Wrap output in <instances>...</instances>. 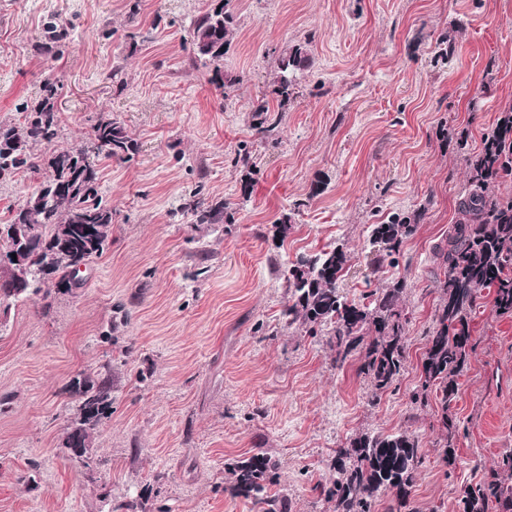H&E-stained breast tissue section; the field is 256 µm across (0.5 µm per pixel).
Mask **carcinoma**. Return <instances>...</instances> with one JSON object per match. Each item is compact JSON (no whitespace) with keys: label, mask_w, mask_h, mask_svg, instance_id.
I'll return each mask as SVG.
<instances>
[{"label":"carcinoma","mask_w":512,"mask_h":512,"mask_svg":"<svg viewBox=\"0 0 512 512\" xmlns=\"http://www.w3.org/2000/svg\"><path fill=\"white\" fill-rule=\"evenodd\" d=\"M230 2L217 0L214 7L198 15L192 28L196 58L213 66L225 88L239 82L223 75L220 68L233 39ZM309 65L308 48L303 44L287 47L277 56L271 94L278 101V111L297 98L295 74ZM58 95L57 81L47 78L40 98L24 109L22 125L0 122V183L23 169L43 171L36 192L11 211L7 223L0 224V235L15 244L13 252L0 255V295L5 298L40 295L46 299L54 290L81 287L72 271V259L89 265L101 257L113 219L112 205L100 194L95 158L103 154L129 161L137 152V142L125 127L115 118L102 117L92 126L89 146L59 149L36 161L34 148L51 143L58 135ZM270 111L266 98L253 102L258 132L270 134L276 129L278 120ZM507 177H512V108L502 112L479 152L467 158L468 193L459 204L463 221L451 225L448 241L436 252L443 270L441 295L435 325L426 336L419 382L422 399L433 392L440 405L447 463L454 458L457 433L448 406L456 397L458 379L473 348L472 314L487 295L498 315L512 316V200H501L492 192ZM193 212L199 224L233 219L222 204L204 207L198 202ZM420 215L419 210L395 213L388 223L372 225L374 271L399 253ZM350 260L343 246L330 245L283 271L288 295L283 316L288 325L298 324L309 333L328 330L327 345L336 365L357 361L358 375L369 381L376 398L394 388L406 369L408 318L401 306L406 282L375 288L359 302L350 300L340 285ZM71 389L79 397L80 413L68 426L62 447L88 449L93 431L110 411L112 377L77 379ZM420 449L419 437L408 431L350 438L347 446L336 449L331 474L320 484L324 498L334 504L333 512H374L381 495L388 494L386 512H419L412 493L423 459ZM229 473L226 491L250 501L255 512H290L288 495L276 489L278 464L272 456L253 454L233 464ZM463 501L464 512H487L493 501L502 512H512V453L503 458L500 469L467 489Z\"/></svg>","instance_id":"carcinoma-1"}]
</instances>
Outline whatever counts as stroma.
Wrapping results in <instances>:
<instances>
[{
	"label": "stroma",
	"mask_w": 512,
	"mask_h": 512,
	"mask_svg": "<svg viewBox=\"0 0 512 512\" xmlns=\"http://www.w3.org/2000/svg\"><path fill=\"white\" fill-rule=\"evenodd\" d=\"M210 4L0 0V121L20 123L51 77L60 128L36 154L85 144L103 115L139 145L131 162L98 159L113 224L82 287L0 298V512H255L226 491L227 468L262 450L279 462L291 512H332L317 485L336 449L362 431L404 430L422 440L416 506L463 512L465 490L512 450V317L486 298L472 316L450 407L454 464L436 402L412 394L466 158L512 107V0H231L230 89L193 52L192 22ZM53 15L67 25L60 42L44 30ZM299 43L312 64L261 137L252 104L270 90L277 51ZM199 200L224 204L233 223H197ZM420 207L396 263L372 272L371 225ZM334 242L352 256L349 298L407 283L406 370L375 403L355 363L336 367L325 337L282 316L278 269ZM104 373L112 409L84 467L62 446L79 406L70 384Z\"/></svg>",
	"instance_id": "stroma-1"
}]
</instances>
